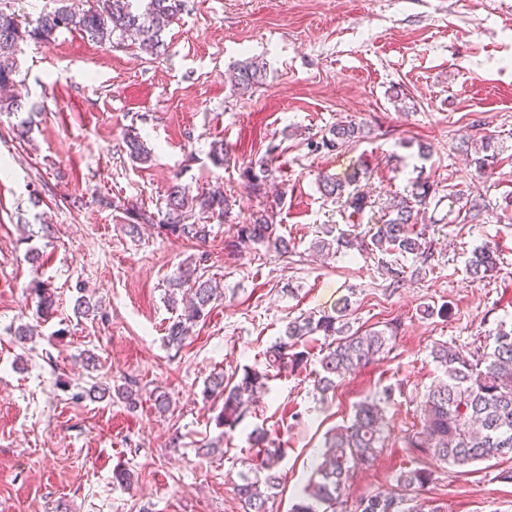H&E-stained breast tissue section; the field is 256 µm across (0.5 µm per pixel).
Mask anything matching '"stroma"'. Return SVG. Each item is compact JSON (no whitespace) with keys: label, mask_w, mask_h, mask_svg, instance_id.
Returning a JSON list of instances; mask_svg holds the SVG:
<instances>
[{"label":"stroma","mask_w":512,"mask_h":512,"mask_svg":"<svg viewBox=\"0 0 512 512\" xmlns=\"http://www.w3.org/2000/svg\"><path fill=\"white\" fill-rule=\"evenodd\" d=\"M165 39L168 50L155 56L127 38L63 32L17 56L16 92L40 113L27 144L13 132L17 116L0 113V512H244L234 486L257 427L287 446L273 512H289L326 432L388 386L384 448L356 472L349 501L387 493L400 471L424 466L433 479L411 497L425 510L512 512V482L498 477L512 459L458 469L408 445L440 374L433 343L469 351L512 325V0H185ZM249 59L265 62L267 75L242 96L229 68ZM396 90L404 102L392 100ZM350 120L368 124L371 137L329 154L309 150L308 138ZM132 131L150 163L130 160ZM484 135L497 158L482 174L472 143ZM217 141L230 154L221 167L209 156ZM268 156L275 188L257 197L244 170ZM357 170L371 205L352 221L316 177ZM420 175L436 185L426 214L431 263L403 258L394 285L376 256L318 255L324 225L367 234ZM176 183L193 195L223 189L239 221L273 208L288 254L264 243L228 247L216 217L203 247L146 224L130 236L126 206L156 211ZM452 189L482 198L487 211L453 221ZM485 243L500 267L473 284L466 265ZM34 248L37 268L26 259ZM187 263L225 297L176 350L163 341L173 318L164 297ZM35 278L54 295L46 319L28 290ZM81 297L97 314H75ZM345 297L355 326L395 328L393 349L323 400L312 375L323 339L312 336L307 369L270 378L225 440L220 402L202 395L207 379L263 366L288 321L333 311ZM24 325L37 331L22 341ZM87 351L97 369H85ZM129 383L140 395L133 410L88 395ZM160 392L172 399L163 415L153 404ZM209 444L216 454L201 456ZM118 466L130 485L114 483Z\"/></svg>","instance_id":"35a3bbf8"}]
</instances>
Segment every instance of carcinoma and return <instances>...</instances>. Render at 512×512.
Masks as SVG:
<instances>
[{"instance_id": "1", "label": "carcinoma", "mask_w": 512, "mask_h": 512, "mask_svg": "<svg viewBox=\"0 0 512 512\" xmlns=\"http://www.w3.org/2000/svg\"><path fill=\"white\" fill-rule=\"evenodd\" d=\"M145 5L133 6V0H84V7L62 4L51 12L22 24L17 15L0 9V88L15 84V57L22 45L29 40L44 44L52 43L56 34L76 31L93 41L112 40L114 34L133 35L140 45L155 54L167 49L165 31L181 13L183 0H144ZM264 65L253 60L234 69L232 86L247 94L262 83ZM35 106L16 96L0 99V112L27 113L17 124L18 137L31 130ZM370 136V131L356 124L331 127L320 140L311 143L317 152L338 151ZM480 156L474 159L476 167L484 170L493 164L495 155L492 137L479 138ZM130 159L139 164L150 161L151 150L139 137L126 138ZM273 176L272 160L262 159L245 168L247 187L253 193L263 194L264 186ZM357 175L337 179L322 175L318 186L322 195L343 202L348 217L362 214L368 204L364 193L355 188ZM435 196L434 183L426 177H417L410 194L397 196L388 207V218L373 227L370 243L366 244L348 234L334 235L333 227L323 228L324 237L317 242L320 251L350 255L379 253L390 255L393 262L384 267L397 282L404 270L397 267V256L410 254L428 263L433 257L432 247L425 236L426 226L418 218L426 215L431 199ZM449 212L454 206L461 208L472 219L480 215L487 205L479 198L463 200V194L448 192ZM200 214H217L227 218L231 204L221 192H204L192 196L180 185H174L167 194L165 209L154 219L140 209H129L131 223L128 233L138 231L143 224H156L159 230L175 236L205 244L213 235L210 224L193 220V211ZM229 229L233 234L231 246L245 247L262 242L274 245L283 254L289 252L288 242L276 234L274 211L260 208L241 222L232 221ZM498 268L496 251L485 244L472 253L466 272L473 283H480L492 276ZM187 289L181 313L167 327L166 341L173 348L182 347L193 325L208 315V307L222 299V293L212 281L194 272H185L171 281L167 303L176 308V291ZM30 294L38 299L39 306L48 310L52 298L48 284L40 279L30 282ZM318 334L324 338L319 351L313 380L314 390L322 398L336 390L344 381L365 365L376 360L393 348L394 330L353 328L350 321V304L343 302L332 314L319 317L299 316L288 322L285 330L264 352L267 370L247 368L236 382L224 381V376L209 378L204 389L208 399L223 401L217 415V424L224 427V440H229L245 419L256 397L268 387L269 370L279 374H295L307 367L309 353L301 349L302 343ZM431 356L442 372L424 396L421 427L408 438V444L420 448L436 459L457 468H467L512 454V329L498 330L486 337L485 346L464 352L446 342L432 346ZM394 390L387 386L372 397L354 406L350 420L336 427L327 435L318 453L314 470L318 480L311 481L304 489V496L292 505L290 512H326L322 506L344 502L351 479L357 468L370 466L383 448L386 439V408ZM252 446L257 448L247 470L239 475L237 495L245 512H270L268 503L276 497L280 486L279 465L285 458L286 449L281 443L270 441L264 430L252 432ZM432 480V472L414 468L398 475V492L378 494L356 503L355 512H422L416 505H409L401 490L424 486Z\"/></svg>"}]
</instances>
